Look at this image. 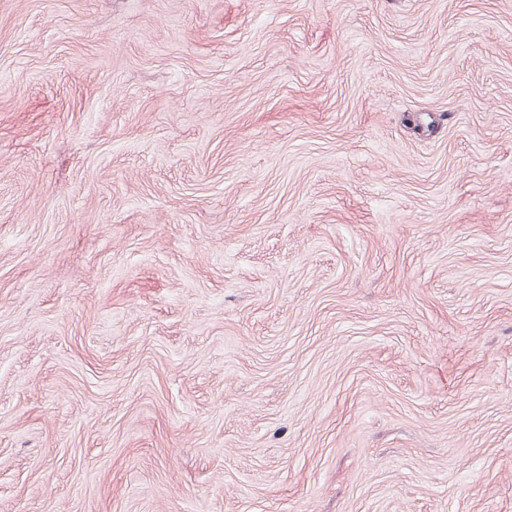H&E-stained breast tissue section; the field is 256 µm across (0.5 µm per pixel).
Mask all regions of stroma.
Listing matches in <instances>:
<instances>
[{"instance_id": "1", "label": "stroma", "mask_w": 512, "mask_h": 512, "mask_svg": "<svg viewBox=\"0 0 512 512\" xmlns=\"http://www.w3.org/2000/svg\"><path fill=\"white\" fill-rule=\"evenodd\" d=\"M0 512H512V0H0Z\"/></svg>"}]
</instances>
